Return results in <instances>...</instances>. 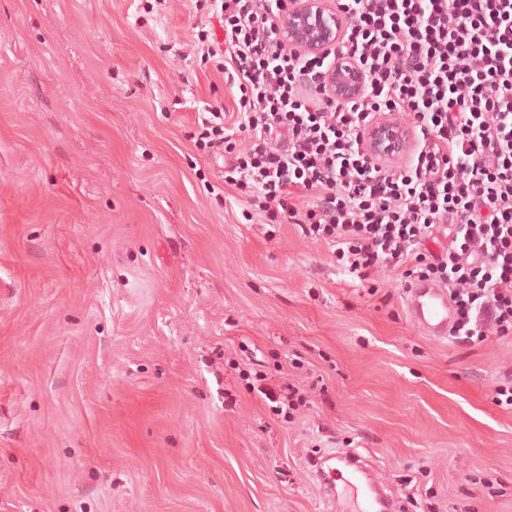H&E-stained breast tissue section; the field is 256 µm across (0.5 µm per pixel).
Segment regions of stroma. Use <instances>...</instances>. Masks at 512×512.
Wrapping results in <instances>:
<instances>
[{
	"mask_svg": "<svg viewBox=\"0 0 512 512\" xmlns=\"http://www.w3.org/2000/svg\"><path fill=\"white\" fill-rule=\"evenodd\" d=\"M201 28L190 0H0V512H322L328 448L407 512H512V336L427 339L400 272L245 220L196 124L235 91L172 51ZM258 392H260L272 402L281 403L283 406H285V409L287 408L292 411H296L299 406H306L307 399L300 395L299 391H297L293 386L289 384H281L278 389V395L277 393L275 394L273 390L266 391L264 389H258Z\"/></svg>",
	"mask_w": 512,
	"mask_h": 512,
	"instance_id": "obj_1",
	"label": "stroma"
}]
</instances>
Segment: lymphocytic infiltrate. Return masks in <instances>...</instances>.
Here are the masks:
<instances>
[{"mask_svg": "<svg viewBox=\"0 0 512 512\" xmlns=\"http://www.w3.org/2000/svg\"><path fill=\"white\" fill-rule=\"evenodd\" d=\"M292 0H218L222 37L203 44L240 96L233 122L204 109L224 183L269 221L299 225L359 279L378 268L444 284L452 342L512 336V0H332L337 50L285 47ZM367 77L332 97L337 56ZM407 121L402 153L371 156L368 128Z\"/></svg>", "mask_w": 512, "mask_h": 512, "instance_id": "f902f5d3", "label": "lymphocytic infiltrate"}]
</instances>
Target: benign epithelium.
<instances>
[{
  "mask_svg": "<svg viewBox=\"0 0 512 512\" xmlns=\"http://www.w3.org/2000/svg\"><path fill=\"white\" fill-rule=\"evenodd\" d=\"M279 37L287 47L301 52L324 54L337 46L341 38L340 22L328 0H295L284 18ZM325 83L332 95L340 99L360 97L366 86L363 71L352 61L339 58L328 68ZM408 128L389 122L372 126L364 138L368 154L386 155L407 145Z\"/></svg>",
  "mask_w": 512,
  "mask_h": 512,
  "instance_id": "1",
  "label": "benign epithelium"
}]
</instances>
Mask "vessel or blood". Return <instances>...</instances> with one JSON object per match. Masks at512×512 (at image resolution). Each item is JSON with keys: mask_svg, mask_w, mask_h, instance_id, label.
Segmentation results:
<instances>
[{"mask_svg": "<svg viewBox=\"0 0 512 512\" xmlns=\"http://www.w3.org/2000/svg\"><path fill=\"white\" fill-rule=\"evenodd\" d=\"M407 313L428 338L444 341L455 323L447 288L420 281L405 292ZM325 512H394L396 504L385 478L357 450L345 448L322 454L312 463Z\"/></svg>", "mask_w": 512, "mask_h": 512, "instance_id": "b4317fda", "label": "vessel or blood"}]
</instances>
